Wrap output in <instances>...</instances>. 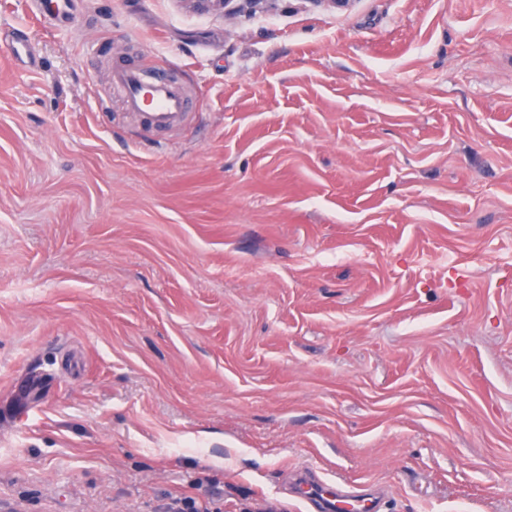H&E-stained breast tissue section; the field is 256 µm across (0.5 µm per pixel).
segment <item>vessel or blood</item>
I'll return each instance as SVG.
<instances>
[{"label":"vessel or blood","instance_id":"b4317fda","mask_svg":"<svg viewBox=\"0 0 512 512\" xmlns=\"http://www.w3.org/2000/svg\"><path fill=\"white\" fill-rule=\"evenodd\" d=\"M111 80L122 90L128 111L139 114L147 126L166 129L184 121L188 97L172 77L159 72L148 80L142 69L117 67ZM299 495L311 512H382V500L376 494L344 489L329 481L304 484Z\"/></svg>","mask_w":512,"mask_h":512}]
</instances>
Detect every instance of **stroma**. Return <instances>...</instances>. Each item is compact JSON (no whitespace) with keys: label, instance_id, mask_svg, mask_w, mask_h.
Listing matches in <instances>:
<instances>
[{"label":"stroma","instance_id":"stroma-1","mask_svg":"<svg viewBox=\"0 0 512 512\" xmlns=\"http://www.w3.org/2000/svg\"><path fill=\"white\" fill-rule=\"evenodd\" d=\"M77 2L0 0V505L512 512V0ZM111 80L122 90L128 111L138 113L147 126L166 129L184 121L188 97L183 85L172 77L158 72L146 83L142 69L116 67ZM313 512H382V499L364 490H348L333 482L304 484L299 491Z\"/></svg>","mask_w":512,"mask_h":512}]
</instances>
